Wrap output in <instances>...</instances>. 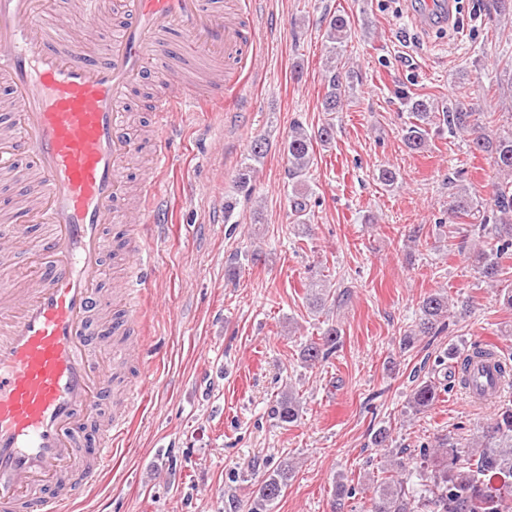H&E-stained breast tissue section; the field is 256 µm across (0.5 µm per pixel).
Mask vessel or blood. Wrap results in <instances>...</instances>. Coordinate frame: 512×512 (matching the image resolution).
I'll list each match as a JSON object with an SVG mask.
<instances>
[{"label": "vessel or blood", "instance_id": "obj_1", "mask_svg": "<svg viewBox=\"0 0 512 512\" xmlns=\"http://www.w3.org/2000/svg\"><path fill=\"white\" fill-rule=\"evenodd\" d=\"M257 38L232 21L224 0H66L41 14L37 0H0V174L25 168L36 192L20 210L39 225L25 249L0 229V262L32 258L26 287L0 282V512H72L95 488L128 433L147 389L128 392L122 416L97 423L112 401V361L142 347L131 333L150 291L154 263L129 246L123 308L106 291L109 225L142 220L155 183L130 204L123 170L136 151L122 112L135 87H155L160 132L173 113L210 111L228 72L224 58Z\"/></svg>", "mask_w": 512, "mask_h": 512}]
</instances>
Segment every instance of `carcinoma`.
<instances>
[{"instance_id":"1","label":"carcinoma","mask_w":512,"mask_h":512,"mask_svg":"<svg viewBox=\"0 0 512 512\" xmlns=\"http://www.w3.org/2000/svg\"><path fill=\"white\" fill-rule=\"evenodd\" d=\"M352 23L345 15L333 16L326 30L329 53L339 57L351 37ZM353 90V75L338 71V66L326 69L325 92L321 110L337 111L347 93ZM411 114L405 141L409 149L417 151L427 146L430 131L446 126L452 133L468 132V146L472 153L487 154L493 159L503 181L490 201L483 202L465 187H457L462 177L459 171L448 175L447 184L454 189L448 201V223L464 224L471 218L478 221L477 230L492 235L494 247L477 249L473 260L480 273L490 282L497 281L501 272V260L512 255V128L495 136L480 129L477 113L458 104H442L431 97L417 95L403 97ZM334 126L326 122L317 131L307 132L296 124L283 143V153L288 162V178L292 181L289 201L294 223H305L309 207L307 174L314 161V144L331 143ZM269 142L264 137L255 138L247 157L238 169L236 187L251 196L252 181L256 173L254 163L268 152ZM331 295L326 275L315 273L310 282L309 303L315 310L325 307ZM450 316L448 295L430 293L419 304L415 328L403 337L409 345L420 336H433L448 326ZM341 330L327 329L322 342H310L303 346L301 359L314 366L336 350ZM490 359V352L480 346L471 349V357L462 359L451 378L458 385H469L473 364ZM437 397L436 386L425 381L416 387L409 408L418 413L433 404ZM272 414L282 423L290 424L300 416V398L292 389L281 392L272 407ZM295 472L294 462L285 458L260 483L253 498L250 512H269L275 501L288 486ZM385 472L374 488L369 512H506L512 504V406L503 404L492 423L478 437L473 448H460L448 439L440 438L430 448L420 453L418 481H412V473L400 453L387 457Z\"/></svg>"}]
</instances>
